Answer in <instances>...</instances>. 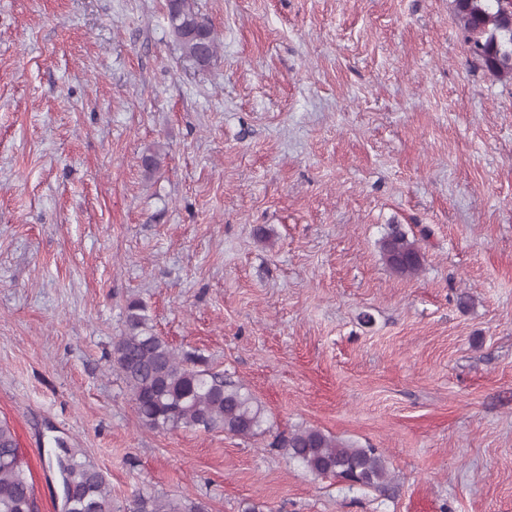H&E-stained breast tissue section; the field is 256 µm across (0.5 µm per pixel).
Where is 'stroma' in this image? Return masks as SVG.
Masks as SVG:
<instances>
[{
  "label": "stroma",
  "instance_id": "35a3bbf8",
  "mask_svg": "<svg viewBox=\"0 0 512 512\" xmlns=\"http://www.w3.org/2000/svg\"><path fill=\"white\" fill-rule=\"evenodd\" d=\"M196 7L203 69L165 0H0V421L38 512H63L59 440L114 512H512V82L452 0ZM394 225L416 275L382 257ZM133 298L263 434L141 425L111 368ZM308 427L377 449L387 485L276 447ZM166 6L170 32L182 54L198 67L208 66L218 45L212 23L198 12L195 0H167ZM381 251L388 266L399 275H415L423 265L424 254L420 247L398 229H392L382 239ZM138 512H200L201 507L193 505L185 507L176 500L162 497L140 499Z\"/></svg>",
  "mask_w": 512,
  "mask_h": 512
}]
</instances>
